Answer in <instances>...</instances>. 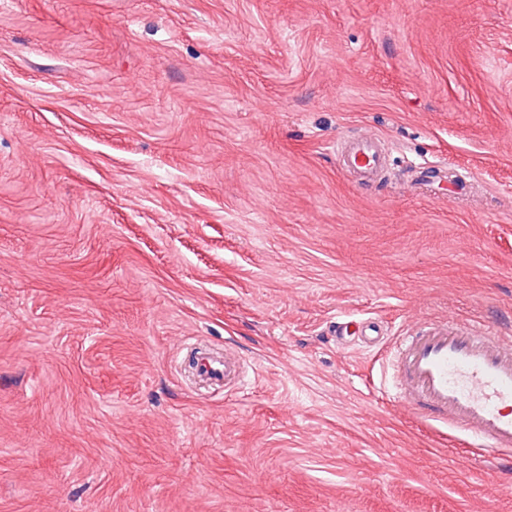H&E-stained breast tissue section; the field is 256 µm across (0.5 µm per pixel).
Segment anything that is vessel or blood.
<instances>
[{
  "label": "vessel or blood",
  "instance_id": "vessel-or-blood-1",
  "mask_svg": "<svg viewBox=\"0 0 512 512\" xmlns=\"http://www.w3.org/2000/svg\"><path fill=\"white\" fill-rule=\"evenodd\" d=\"M336 160L356 184H368L386 166L385 143L376 135L338 143ZM393 349L389 388L405 409L465 432L492 452L512 453V336L448 320L417 325ZM196 367L229 388L247 385L235 358L203 352Z\"/></svg>",
  "mask_w": 512,
  "mask_h": 512
}]
</instances>
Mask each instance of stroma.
<instances>
[{
  "label": "stroma",
  "instance_id": "stroma-1",
  "mask_svg": "<svg viewBox=\"0 0 512 512\" xmlns=\"http://www.w3.org/2000/svg\"><path fill=\"white\" fill-rule=\"evenodd\" d=\"M445 318L512 334V0H0V512H512L379 387ZM336 160L342 172L354 176L358 185H366L382 174L386 166L385 142L379 136H368L355 142H340ZM200 376L221 379L224 377V387L242 390L247 386L243 364L228 355L223 360L217 359L206 352H200L196 360Z\"/></svg>",
  "mask_w": 512,
  "mask_h": 512
}]
</instances>
